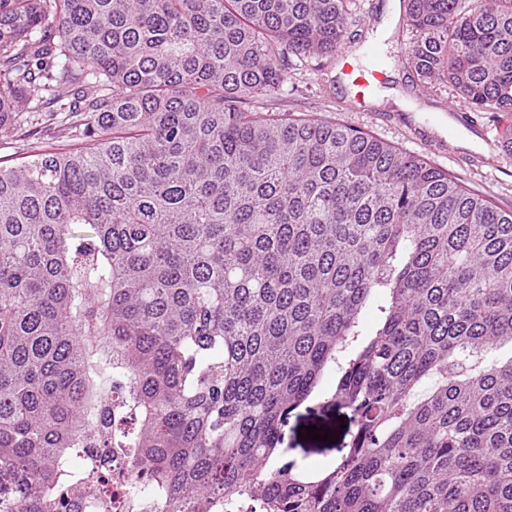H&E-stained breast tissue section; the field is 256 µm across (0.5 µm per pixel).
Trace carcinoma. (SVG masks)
I'll list each match as a JSON object with an SVG mask.
<instances>
[{
  "label": "carcinoma",
  "mask_w": 512,
  "mask_h": 512,
  "mask_svg": "<svg viewBox=\"0 0 512 512\" xmlns=\"http://www.w3.org/2000/svg\"><path fill=\"white\" fill-rule=\"evenodd\" d=\"M408 64L512 112V0H407ZM346 0H0V512L135 462L155 512H512V212L373 135L250 109ZM55 112L16 122L31 91ZM333 374L334 463L283 427ZM35 140L14 138L13 140H0V166L11 167L27 160L24 158L31 154V150L37 146Z\"/></svg>",
  "instance_id": "cac0c4a2"
}]
</instances>
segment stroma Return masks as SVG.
Listing matches in <instances>:
<instances>
[{
    "label": "stroma",
    "mask_w": 512,
    "mask_h": 512,
    "mask_svg": "<svg viewBox=\"0 0 512 512\" xmlns=\"http://www.w3.org/2000/svg\"><path fill=\"white\" fill-rule=\"evenodd\" d=\"M386 19L392 33L384 38L377 28ZM414 37L402 0H350L343 42L350 62L367 66L366 52L373 46L386 68L385 81L370 102L355 105L350 87L338 73L337 56H295L280 91L250 99L248 106L363 130L425 157L475 193L512 211V154L501 147L504 134L512 129V113L471 109L449 82L420 80L406 62ZM452 106L457 109L453 115L448 112ZM302 425L335 431V440L299 439ZM356 429L351 410L330 402L320 389L290 414L284 445L298 463L322 467L336 461Z\"/></svg>",
    "instance_id": "stroma-1"
}]
</instances>
